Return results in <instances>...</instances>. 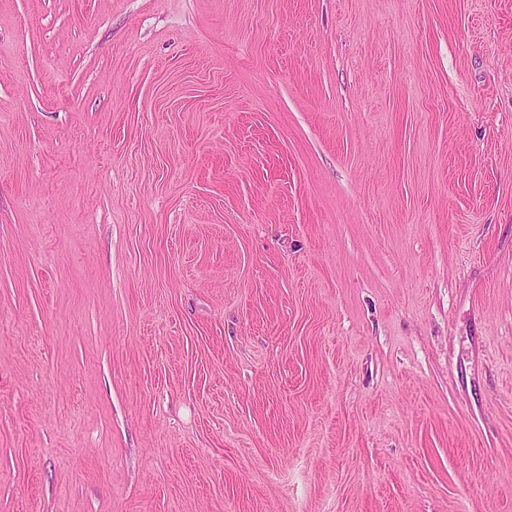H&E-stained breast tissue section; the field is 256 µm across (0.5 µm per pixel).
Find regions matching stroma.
<instances>
[{"label":"stroma","instance_id":"35a3bbf8","mask_svg":"<svg viewBox=\"0 0 512 512\" xmlns=\"http://www.w3.org/2000/svg\"><path fill=\"white\" fill-rule=\"evenodd\" d=\"M0 512H512V0H0Z\"/></svg>","mask_w":512,"mask_h":512}]
</instances>
